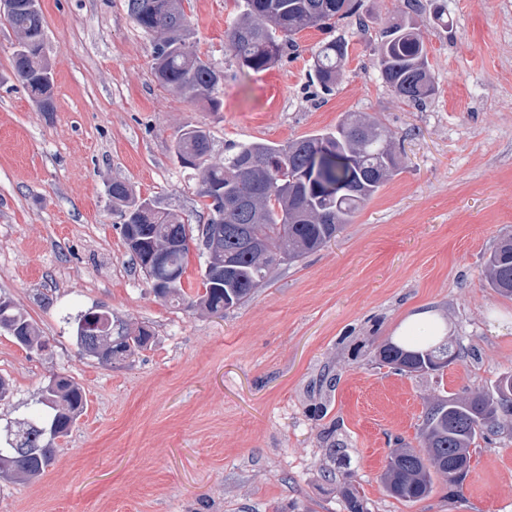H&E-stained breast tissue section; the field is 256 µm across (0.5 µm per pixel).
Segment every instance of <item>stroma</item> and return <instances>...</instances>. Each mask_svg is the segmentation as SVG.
Instances as JSON below:
<instances>
[{
  "mask_svg": "<svg viewBox=\"0 0 512 512\" xmlns=\"http://www.w3.org/2000/svg\"><path fill=\"white\" fill-rule=\"evenodd\" d=\"M417 17L435 92L396 100L377 38L404 0H364L362 21L308 29L273 69L238 71L225 33L235 0H185L199 54L224 72L219 109L160 88L154 37L127 0H40L54 111L16 78V32L0 19V296L40 329L29 351L0 333V434L38 409L56 376L87 404L41 476L0 479V512H345L341 474L367 512H512V425L478 440L463 495L443 480L404 502L380 480L391 449L418 446L434 396L488 390L512 372V298L484 262L512 234V0H440ZM344 35L342 78L324 92L312 52ZM363 112L394 136L399 173L327 247L281 264L223 316L155 296L133 266L107 195L125 182L198 229L210 213L175 153L205 127L211 162L230 144L284 143ZM109 310L148 324L147 348L99 363L75 322ZM431 311L470 355L440 375H404L375 356Z\"/></svg>",
  "mask_w": 512,
  "mask_h": 512,
  "instance_id": "1",
  "label": "stroma"
}]
</instances>
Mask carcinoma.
Segmentation results:
<instances>
[{
	"label": "carcinoma",
	"instance_id": "obj_1",
	"mask_svg": "<svg viewBox=\"0 0 512 512\" xmlns=\"http://www.w3.org/2000/svg\"><path fill=\"white\" fill-rule=\"evenodd\" d=\"M128 12L138 27L157 35L153 46V76L160 87L190 98L205 99L213 109V93L224 80L223 71L197 53L183 0H127ZM363 0H242L241 10L226 37L229 51L242 73L267 71L281 60L286 46H297L295 35L307 29L338 28L360 15ZM19 40L13 67L29 95L54 109L53 76L45 55L42 10L30 0H18L9 19ZM349 43L343 36L318 45L313 53L316 81L331 90L343 75ZM377 69L396 99L420 106L434 94V77L428 51L411 15L388 24L380 32ZM209 132L185 126L176 152L194 157L200 173L199 197L210 210V223L201 232L205 268L202 287H184L190 238L189 228L177 216L150 200L137 201L119 181L110 186L112 210L122 226H131L146 240L165 247L164 257L148 259L147 248L130 250L132 260L164 299L212 314L237 307L265 287L272 270L318 251L352 223L363 205L398 174V153L392 135L367 117L350 113L333 129L316 131L284 145L269 142L239 143L224 163L211 164ZM322 154L319 181L304 179L305 168ZM346 182L339 196L325 192L322 184ZM265 242V251L252 252L243 238ZM224 265V275L210 269ZM489 287L512 296V236L502 238L485 262ZM88 314L76 319L79 348L100 358L84 345ZM112 337L113 356L144 349L152 338L147 325ZM0 332L26 350L38 351L45 340L33 321L11 306L0 309ZM468 355L448 338L421 336L409 345L388 341L377 349L379 361L410 375L440 374L448 361ZM37 403L51 409V420L30 418L15 433L8 447H0V476L34 477L45 473L56 458L54 442L69 435L83 412L86 396L69 378L56 376L43 387ZM512 423V374L499 378L489 392L468 396L438 395L431 402L420 429L422 447L393 448L382 475L395 498L416 502L434 488V477L448 483V495H460L471 463L470 448L477 440Z\"/></svg>",
	"mask_w": 512,
	"mask_h": 512
}]
</instances>
